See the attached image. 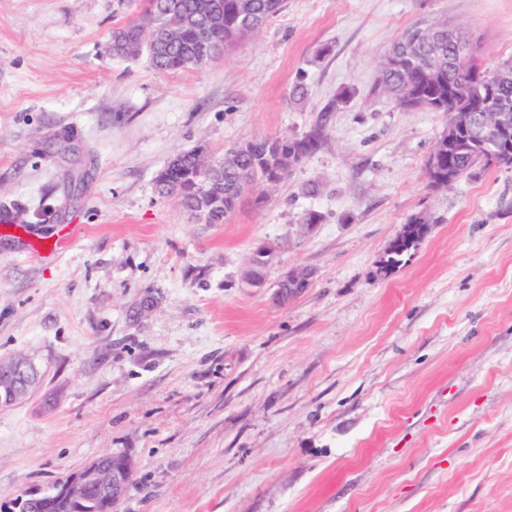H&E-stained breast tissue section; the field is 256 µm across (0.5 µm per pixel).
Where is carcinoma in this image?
Returning <instances> with one entry per match:
<instances>
[{"label": "carcinoma", "instance_id": "cac0c4a2", "mask_svg": "<svg viewBox=\"0 0 512 512\" xmlns=\"http://www.w3.org/2000/svg\"><path fill=\"white\" fill-rule=\"evenodd\" d=\"M283 6V0H145L144 17L112 31V53L125 58L147 54L160 72L205 68L218 54L258 34ZM454 48L448 45V22L415 24L396 39L377 63L376 89L403 111L433 104L445 115L470 112L477 128L493 134L496 113L512 119V66L498 79L496 94L488 100L482 75L489 71L480 56L448 67ZM324 144L322 127L300 136L279 135L247 139L224 153L214 167L202 163L196 146L175 155L157 174L158 194L174 197L207 224H222L237 208L242 187L257 183L273 187L293 168ZM436 144L451 154L433 172L430 187L449 189L448 164L458 178L482 164L512 166V150L502 147L496 161L485 158L488 148L479 141L448 143L443 131Z\"/></svg>", "mask_w": 512, "mask_h": 512}]
</instances>
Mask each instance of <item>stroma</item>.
I'll return each mask as SVG.
<instances>
[{
  "instance_id": "35a3bbf8",
  "label": "stroma",
  "mask_w": 512,
  "mask_h": 512,
  "mask_svg": "<svg viewBox=\"0 0 512 512\" xmlns=\"http://www.w3.org/2000/svg\"><path fill=\"white\" fill-rule=\"evenodd\" d=\"M140 12L0 0V359L39 372L0 406V512L104 454L135 463L115 512H512V169L432 190L444 116L373 90L419 22L512 57V0H284L171 72L112 55ZM318 125L322 148L224 223L156 193L179 151ZM422 212L430 235L383 267ZM295 265L310 288L274 303Z\"/></svg>"
}]
</instances>
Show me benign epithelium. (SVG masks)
Instances as JSON below:
<instances>
[{
  "label": "benign epithelium",
  "mask_w": 512,
  "mask_h": 512,
  "mask_svg": "<svg viewBox=\"0 0 512 512\" xmlns=\"http://www.w3.org/2000/svg\"><path fill=\"white\" fill-rule=\"evenodd\" d=\"M471 132V115L455 112L448 121V140H455L462 133ZM432 230L430 224H404L390 243V247L406 242L412 246L424 240ZM36 372L24 357L9 360L0 367V401L9 404L25 396L35 383ZM133 469L130 458L110 468L98 461L89 462L81 470L53 485L44 493L29 494L20 499L18 512H41L51 502H63L71 512H108L127 491L128 475Z\"/></svg>",
  "instance_id": "benign-epithelium-1"
}]
</instances>
